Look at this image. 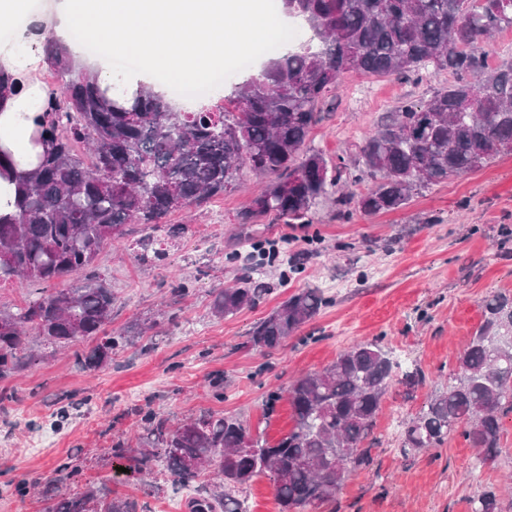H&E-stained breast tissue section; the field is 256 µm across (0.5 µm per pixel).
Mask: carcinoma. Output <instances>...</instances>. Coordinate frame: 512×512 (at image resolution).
I'll use <instances>...</instances> for the list:
<instances>
[{"label": "carcinoma", "mask_w": 512, "mask_h": 512, "mask_svg": "<svg viewBox=\"0 0 512 512\" xmlns=\"http://www.w3.org/2000/svg\"><path fill=\"white\" fill-rule=\"evenodd\" d=\"M312 37L271 59L235 87L233 110L201 105L177 111L152 87L114 86L107 94L96 73L75 61L66 41L47 36L44 59L57 88L37 131L38 165L20 171L0 150V179L15 184L16 211L0 214V282L33 288L28 303L0 311V382L37 361L36 335L54 345L81 340V371L93 375L112 361L126 332L109 336L114 297L99 277L61 288L65 277L90 268L100 250L140 224L137 260L165 257L154 233L182 209L235 190L247 167L276 179L257 192L245 224L274 216L287 224L314 223L317 200L349 182L372 186L356 200L377 214L402 209L412 192L482 168L512 152V61L486 63L490 39L512 28V0H278ZM421 81L448 73L453 80L424 102H405L357 145V161H328L306 149L319 110L341 76ZM268 289L249 267L236 283L213 291L211 314L235 315ZM331 298L306 288L281 302L250 330L251 344L278 348L327 308ZM512 321V298L484 300L483 321L459 354L453 383L435 389L403 426L404 455L443 446L458 434L490 464L500 448L502 419L512 413V346L497 342ZM401 363L379 339L356 343L326 367L304 373L286 389L292 428L273 443L254 437L240 420L203 412L172 422L144 416L137 447L112 445V456L134 457L146 468L162 460L182 486L211 470L213 487L189 499L190 512H247L240 497L255 479L274 489L279 512H315L333 503L351 474L370 466L372 434L390 387L409 388L418 367L397 376ZM48 512H140L138 503L90 486L71 494L43 489ZM498 512L493 491L473 499Z\"/></svg>", "instance_id": "cac0c4a2"}]
</instances>
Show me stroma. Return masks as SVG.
<instances>
[{"mask_svg":"<svg viewBox=\"0 0 512 512\" xmlns=\"http://www.w3.org/2000/svg\"><path fill=\"white\" fill-rule=\"evenodd\" d=\"M442 83L345 73L309 145L327 159L353 161L356 144L385 112L429 99ZM260 182L244 170L240 188L169 216L186 233L156 266L135 257L136 224L119 245L101 250L97 269L115 298L109 332L137 322L143 333L92 377L77 368L73 350L33 337L42 360L7 381L14 399L0 403V512H47L45 498L3 488L23 474L55 483L65 460L80 472L69 491L104 483L147 512H175L176 501V512H188L190 492L171 476L141 473L134 460L112 456L113 444L139 429L144 414L173 421L204 410L233 414L272 442L293 422L287 401H271V393L377 337L397 359L419 365L425 381L389 390L374 429L373 463L346 481L336 512H471V499L486 489L496 491L500 512H512V414L503 420L493 464L478 466L475 449L458 435L409 460L400 452L404 420L432 390L451 384L484 300L512 296V154L416 191L397 211L347 213L331 197L316 206L314 223L276 221L257 230L239 215ZM256 231L289 253H306L300 273L285 280L278 269L261 268L255 277L269 294L253 308L215 318L211 291L245 265ZM181 286L188 293L179 297ZM306 288L323 289L333 305L278 350L254 348L253 325Z\"/></svg>","mask_w":512,"mask_h":512,"instance_id":"stroma-1","label":"stroma"}]
</instances>
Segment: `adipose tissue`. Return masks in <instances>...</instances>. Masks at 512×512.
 Masks as SVG:
<instances>
[{
  "label": "adipose tissue",
  "instance_id": "adipose-tissue-1",
  "mask_svg": "<svg viewBox=\"0 0 512 512\" xmlns=\"http://www.w3.org/2000/svg\"><path fill=\"white\" fill-rule=\"evenodd\" d=\"M41 21L45 33L62 40L78 30H107L110 55L92 62L104 85L112 82L113 55L137 57L185 84L204 82L219 56L245 49L267 29L257 0H58ZM41 60L37 40L0 46V67L19 83L0 104V150L29 170L43 151L31 141L46 104L37 80Z\"/></svg>",
  "mask_w": 512,
  "mask_h": 512
}]
</instances>
